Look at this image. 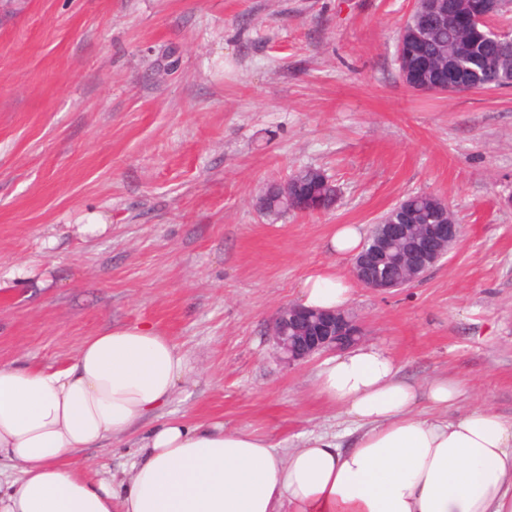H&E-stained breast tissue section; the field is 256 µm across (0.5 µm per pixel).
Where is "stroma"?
<instances>
[{"label":"stroma","mask_w":512,"mask_h":512,"mask_svg":"<svg viewBox=\"0 0 512 512\" xmlns=\"http://www.w3.org/2000/svg\"><path fill=\"white\" fill-rule=\"evenodd\" d=\"M414 0H0V364L65 366L88 337L147 324L195 375L167 417L288 448L342 430L271 327L338 224L412 194L464 234L412 287L353 283L362 343L409 381L459 377L454 408L512 416V88L406 87ZM304 166L335 207L272 221L267 184ZM100 216L105 229L85 226ZM138 436L81 451L121 479Z\"/></svg>","instance_id":"stroma-1"}]
</instances>
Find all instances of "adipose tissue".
<instances>
[{
  "label": "adipose tissue",
  "instance_id": "adipose-tissue-1",
  "mask_svg": "<svg viewBox=\"0 0 512 512\" xmlns=\"http://www.w3.org/2000/svg\"><path fill=\"white\" fill-rule=\"evenodd\" d=\"M348 279L320 267L302 306L340 309ZM192 379L185 354L157 330L124 325L86 339L66 367L0 365V512H512V418L448 409L457 378L403 381L394 356L356 346L326 358L316 392L356 432L279 448L249 429L190 423L161 410ZM154 425L121 481L75 459Z\"/></svg>",
  "mask_w": 512,
  "mask_h": 512
}]
</instances>
